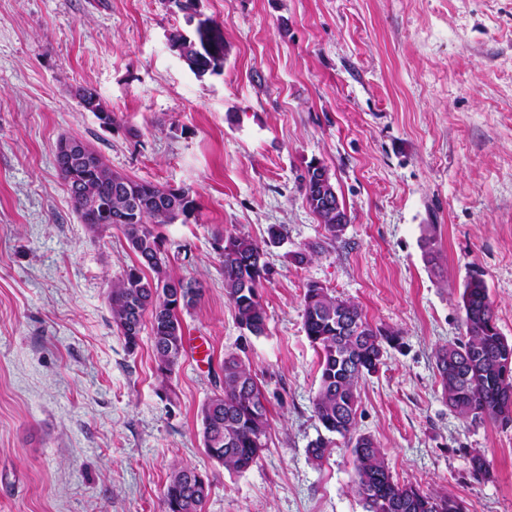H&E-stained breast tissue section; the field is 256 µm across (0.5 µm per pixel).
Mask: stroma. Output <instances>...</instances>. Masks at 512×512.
<instances>
[{
	"instance_id": "1",
	"label": "stroma",
	"mask_w": 512,
	"mask_h": 512,
	"mask_svg": "<svg viewBox=\"0 0 512 512\" xmlns=\"http://www.w3.org/2000/svg\"><path fill=\"white\" fill-rule=\"evenodd\" d=\"M224 30V70L196 76L170 43L191 33L168 0H0V512H163L173 465L207 477L203 512H364L352 456L309 444L319 357L302 325L316 282L399 331L361 380L358 433L394 481L512 512V426L451 411L435 353L462 339V293L488 286L512 341V0H200ZM93 87L101 124L71 93ZM63 136L112 171L190 189L199 209L161 226L173 277L198 281L169 387L149 333L129 350L112 281L136 261L122 232L91 235L54 162ZM326 166L349 222L325 231L300 189ZM283 226L286 245L267 241ZM250 236L272 268L266 331L240 328L215 232ZM262 384L267 446L243 472L208 457L198 412L225 354ZM481 454L490 476L476 478Z\"/></svg>"
}]
</instances>
